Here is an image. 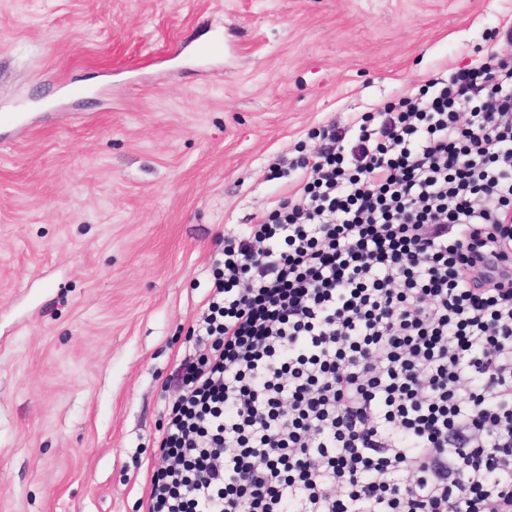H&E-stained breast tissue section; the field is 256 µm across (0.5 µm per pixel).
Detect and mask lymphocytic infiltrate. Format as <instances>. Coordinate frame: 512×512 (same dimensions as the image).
I'll return each mask as SVG.
<instances>
[{
    "label": "lymphocytic infiltrate",
    "instance_id": "obj_1",
    "mask_svg": "<svg viewBox=\"0 0 512 512\" xmlns=\"http://www.w3.org/2000/svg\"><path fill=\"white\" fill-rule=\"evenodd\" d=\"M319 136L224 240L149 512H512V58Z\"/></svg>",
    "mask_w": 512,
    "mask_h": 512
}]
</instances>
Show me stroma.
Returning <instances> with one entry per match:
<instances>
[{
	"instance_id": "stroma-1",
	"label": "stroma",
	"mask_w": 512,
	"mask_h": 512,
	"mask_svg": "<svg viewBox=\"0 0 512 512\" xmlns=\"http://www.w3.org/2000/svg\"><path fill=\"white\" fill-rule=\"evenodd\" d=\"M512 0H0V512H147L225 235L280 155L512 49Z\"/></svg>"
}]
</instances>
